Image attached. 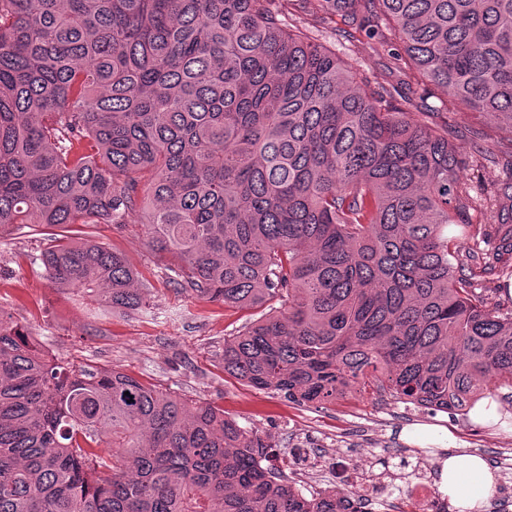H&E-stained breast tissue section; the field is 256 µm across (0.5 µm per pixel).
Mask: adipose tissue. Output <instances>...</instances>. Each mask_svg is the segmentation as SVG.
<instances>
[{
    "label": "adipose tissue",
    "instance_id": "adipose-tissue-1",
    "mask_svg": "<svg viewBox=\"0 0 512 512\" xmlns=\"http://www.w3.org/2000/svg\"><path fill=\"white\" fill-rule=\"evenodd\" d=\"M493 484L494 475L480 456L454 452L443 462L439 490L466 512L482 506Z\"/></svg>",
    "mask_w": 512,
    "mask_h": 512
}]
</instances>
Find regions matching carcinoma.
<instances>
[{"label":"carcinoma","mask_w":512,"mask_h":512,"mask_svg":"<svg viewBox=\"0 0 512 512\" xmlns=\"http://www.w3.org/2000/svg\"><path fill=\"white\" fill-rule=\"evenodd\" d=\"M307 0H0V239L59 228L52 287L147 312L125 254L73 224H144L198 300L257 308L224 372L298 403L367 385L461 411L512 388L499 254L457 251L474 196L448 129L286 15ZM390 33L442 105L512 120V0H320ZM484 209L512 253V176ZM224 410L48 357L0 308V512H364L307 498Z\"/></svg>","instance_id":"cac0c4a2"}]
</instances>
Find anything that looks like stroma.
<instances>
[{"instance_id": "stroma-1", "label": "stroma", "mask_w": 512, "mask_h": 512, "mask_svg": "<svg viewBox=\"0 0 512 512\" xmlns=\"http://www.w3.org/2000/svg\"><path fill=\"white\" fill-rule=\"evenodd\" d=\"M291 23L335 46L337 53L371 79L400 86L412 107L421 106L422 88L398 83L397 42L374 36L356 45L337 43L333 22L313 10L296 13ZM433 120L455 132L463 155H470L479 143L493 156V163L465 167L461 174L474 197L506 179L505 164L512 159V123L495 124L490 138L480 142L474 131L482 119L464 106L440 110ZM71 234L92 236L124 252L143 278L151 311L143 315L112 312L102 303L51 288L35 261L49 243L46 228L16 225L0 240V307L26 327L49 357L115 368L186 399H204L223 408L227 417L276 450L275 472L295 489L319 482L318 477L304 479L289 468V453L300 429L313 452L336 457L335 485L342 489L353 488L358 469L371 457L390 469L406 459L432 472L451 449L483 456L497 482L482 512H512V390L496 391V417L478 422L456 411L417 408L408 413L401 401L386 393H350L333 403L303 405L277 392L255 389L225 374L221 355L225 338L258 319L257 311L235 310L176 292L167 277L174 260L152 250L143 225L76 224ZM416 426L435 427L437 434L407 441L404 430ZM334 435L345 436L347 448H329L327 441Z\"/></svg>"}]
</instances>
